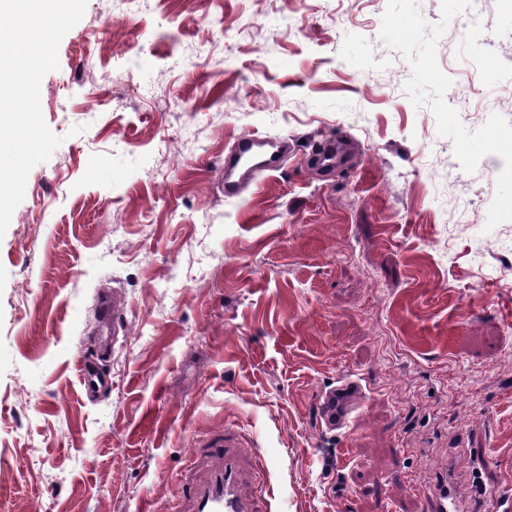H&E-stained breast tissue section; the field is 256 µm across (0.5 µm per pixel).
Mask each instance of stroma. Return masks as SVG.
<instances>
[{
  "instance_id": "obj_1",
  "label": "stroma",
  "mask_w": 512,
  "mask_h": 512,
  "mask_svg": "<svg viewBox=\"0 0 512 512\" xmlns=\"http://www.w3.org/2000/svg\"><path fill=\"white\" fill-rule=\"evenodd\" d=\"M447 0H88L40 104L61 143L0 238V512H170L231 425L265 512H421L452 464L512 496V27ZM283 160L225 198L238 137ZM343 145L335 174L308 166ZM125 333L88 392L96 291ZM360 379L343 428L315 406ZM495 449L483 458L484 449Z\"/></svg>"
}]
</instances>
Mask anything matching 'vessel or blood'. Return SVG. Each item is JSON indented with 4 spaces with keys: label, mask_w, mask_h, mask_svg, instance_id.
I'll list each match as a JSON object with an SVG mask.
<instances>
[{
    "label": "vessel or blood",
    "mask_w": 512,
    "mask_h": 512,
    "mask_svg": "<svg viewBox=\"0 0 512 512\" xmlns=\"http://www.w3.org/2000/svg\"><path fill=\"white\" fill-rule=\"evenodd\" d=\"M281 164L280 144L269 136L249 133L240 136L224 161L222 188L227 198L237 197L241 183L257 182ZM97 316L101 323L120 331L123 327V303L120 297L99 293ZM363 387L359 380L346 379L323 393L317 404V415L328 429L341 428L360 401ZM211 464L203 480L183 481L176 497L187 506V512H260L248 486L250 454L239 442L233 428L211 433L200 444ZM422 512H462L459 488L449 471H440L422 495Z\"/></svg>",
    "instance_id": "vessel-or-blood-1"
}]
</instances>
